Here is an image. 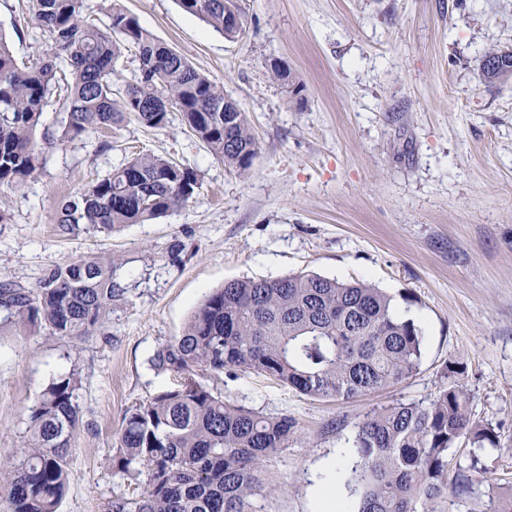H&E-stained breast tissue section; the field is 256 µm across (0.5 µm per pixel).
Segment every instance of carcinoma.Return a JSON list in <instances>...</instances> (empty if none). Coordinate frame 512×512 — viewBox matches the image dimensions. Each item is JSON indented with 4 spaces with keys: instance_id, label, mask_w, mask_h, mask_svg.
Masks as SVG:
<instances>
[{
    "instance_id": "carcinoma-1",
    "label": "carcinoma",
    "mask_w": 512,
    "mask_h": 512,
    "mask_svg": "<svg viewBox=\"0 0 512 512\" xmlns=\"http://www.w3.org/2000/svg\"><path fill=\"white\" fill-rule=\"evenodd\" d=\"M181 8L234 40L245 31L237 0H178ZM48 43L46 56L25 64L0 37V186L35 178L47 144L63 145L134 119L160 129L170 109L224 165L250 170L258 153L246 112L224 85L194 68L112 0L110 24L89 21L85 0H30ZM135 49L139 73L121 88L112 74L121 45ZM70 67L67 120L60 134L36 138L43 104L60 64ZM489 83L512 82V51L490 48L478 59ZM198 174L143 154L57 202L55 223L116 230L145 224L196 198ZM110 255L47 269L33 287L0 281V320L38 329L49 339L104 332L127 287ZM422 337L400 318L392 298L363 282L299 273L236 279L211 292L182 333L151 358L158 372L187 377L128 411L112 456L115 472L140 479L141 492L115 498L109 512H251L262 492L259 469L294 442L298 425L212 394L193 380L199 370L235 367L270 376L316 398L351 399L398 384L418 369ZM80 378L62 374L31 407L28 435L15 456L0 458V495L8 512H58L68 482V457L80 426ZM462 441L477 451L458 468L463 501L472 473L484 471L479 451L495 431L472 419L464 392L441 388L427 401H397L357 426L342 483L354 512H438L448 496V453Z\"/></svg>"
}]
</instances>
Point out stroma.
Listing matches in <instances>:
<instances>
[{
	"label": "stroma",
	"instance_id": "35a3bbf8",
	"mask_svg": "<svg viewBox=\"0 0 512 512\" xmlns=\"http://www.w3.org/2000/svg\"><path fill=\"white\" fill-rule=\"evenodd\" d=\"M27 3L0 0V35L30 63L45 41ZM121 3L223 84L259 151L248 172L230 169L174 113L160 129L114 127L108 151L95 136L48 146L37 179L0 187L10 212L0 279L31 286L53 265L105 253L128 288L105 332L81 340L0 327V458L15 454L39 392L77 370L82 422L59 512H108L137 490L112 469L125 414L184 381L151 357L225 282L313 272L388 294L418 326L422 360L405 382L354 399L305 396L237 368L197 372L214 395L299 425L263 462L254 512H318L319 485L341 481L321 463L342 456L367 412L446 385L465 392L497 444L483 451L488 471L474 475L466 505L450 496L439 508L488 512L512 482V82L487 83L476 64L512 46V0H237L246 31L235 40L176 0ZM275 63L300 97L273 77ZM139 152L197 172L196 201L148 224L61 231L59 198Z\"/></svg>",
	"mask_w": 512,
	"mask_h": 512
}]
</instances>
